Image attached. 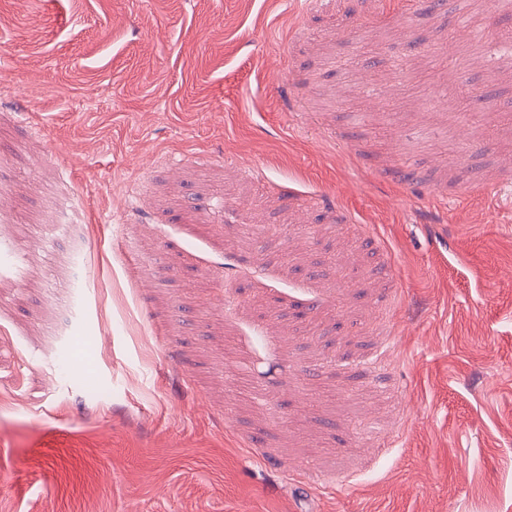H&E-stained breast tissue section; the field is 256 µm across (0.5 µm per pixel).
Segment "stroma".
<instances>
[{"label": "stroma", "instance_id": "35a3bbf8", "mask_svg": "<svg viewBox=\"0 0 512 512\" xmlns=\"http://www.w3.org/2000/svg\"><path fill=\"white\" fill-rule=\"evenodd\" d=\"M511 29L0 0V512H512Z\"/></svg>", "mask_w": 512, "mask_h": 512}]
</instances>
